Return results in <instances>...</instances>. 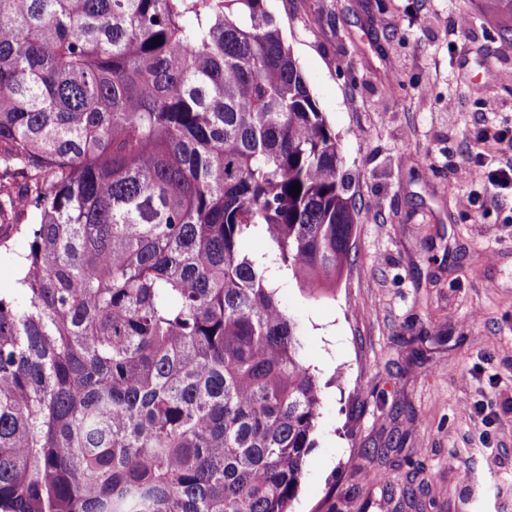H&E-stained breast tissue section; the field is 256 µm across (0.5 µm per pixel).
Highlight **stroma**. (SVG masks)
I'll use <instances>...</instances> for the list:
<instances>
[{"instance_id":"stroma-1","label":"stroma","mask_w":512,"mask_h":512,"mask_svg":"<svg viewBox=\"0 0 512 512\" xmlns=\"http://www.w3.org/2000/svg\"><path fill=\"white\" fill-rule=\"evenodd\" d=\"M478 4L268 0L359 212L334 291L277 292L323 385L291 512H512V192L464 208L455 174L480 148L512 161L477 142L512 125V35Z\"/></svg>"}]
</instances>
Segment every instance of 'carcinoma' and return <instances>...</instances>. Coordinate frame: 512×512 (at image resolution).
Returning a JSON list of instances; mask_svg holds the SVG:
<instances>
[{
  "instance_id": "1",
  "label": "carcinoma",
  "mask_w": 512,
  "mask_h": 512,
  "mask_svg": "<svg viewBox=\"0 0 512 512\" xmlns=\"http://www.w3.org/2000/svg\"><path fill=\"white\" fill-rule=\"evenodd\" d=\"M0 170V512H290L357 212L267 0H0ZM28 249V238L22 231L13 233L6 243V248H0V291L11 292L16 286L17 263L21 255Z\"/></svg>"
}]
</instances>
